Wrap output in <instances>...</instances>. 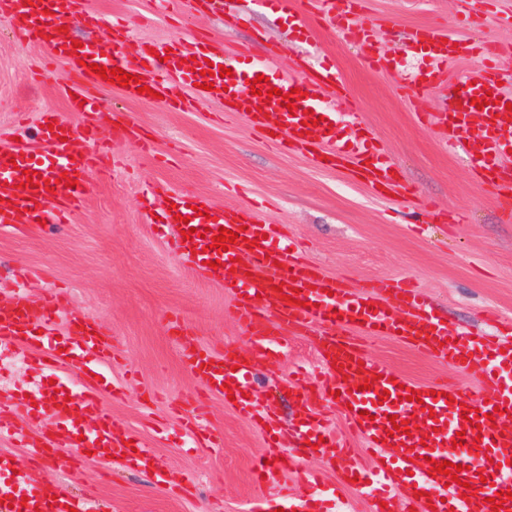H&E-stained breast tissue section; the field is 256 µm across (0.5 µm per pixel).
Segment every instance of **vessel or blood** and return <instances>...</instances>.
Returning <instances> with one entry per match:
<instances>
[{"label":"vessel or blood","instance_id":"b4317fda","mask_svg":"<svg viewBox=\"0 0 512 512\" xmlns=\"http://www.w3.org/2000/svg\"><path fill=\"white\" fill-rule=\"evenodd\" d=\"M283 11L296 16L298 32L310 36L321 23H330L344 37L359 35L355 19L362 8L359 0H279ZM54 0H0V15L10 17L17 40L41 42L49 53L67 61L71 81L61 87L69 111L85 118L80 129H72L61 115L50 112L47 123V150L33 156L16 149L0 152V226L22 229L23 225L43 219L58 223L62 215H74L83 208L87 188L85 174L91 167L108 172L109 162L102 153V137L124 139L133 129L123 117L101 110L97 90L107 82L90 69L91 64L118 67L133 75L125 87L127 98L138 99L139 86L160 90L162 80L175 77L183 83H208L205 98L224 101V112L261 129L270 121L282 126L272 139L282 152L310 154L316 163L336 168L353 167L362 180L379 192L395 193L402 183L395 165L381 151L374 138L353 131L338 137L336 114L320 95L333 89L343 92L345 82L335 66L308 72L305 78H273L264 83L265 91L278 88V95L264 99L253 94L250 81L258 68L249 66V52L219 55L211 50L205 37L194 42V57L186 59L181 46L158 47L156 53H143L137 60L126 59L121 51L127 26L115 24L105 35L115 46L113 53L82 47L74 48L63 30V20L51 8ZM443 30L422 29L413 34L414 42L429 51L431 67L411 74L410 81L419 93L429 91L438 76L437 69L448 59L472 56L477 60L463 77L460 101L438 116V129L446 148L465 151L474 171L491 186L499 199L512 193V167L502 163L503 154L512 151V95L503 92L504 76L488 64L490 44L444 39ZM231 68L227 77L219 74L200 76L198 61ZM304 91L296 100V112H289L284 96L291 89ZM495 96L496 101L476 109L474 99ZM319 125H312V118ZM86 143L79 149L73 136ZM64 166L74 187L58 183L57 166ZM33 171V186H25L26 171ZM172 208L165 213L166 223L175 215L191 218L195 229L189 239L176 240V252L189 264L205 261L233 264L235 270L224 286L232 297L231 311L239 328L251 338L252 356L276 358L283 337L293 331L315 337L320 352L319 365L325 377V396L337 397L348 406L346 420L360 435L374 457L372 467L351 463L343 473L344 484L363 488L371 501V512H498L491 500L498 493H512V482L499 478L500 466L512 462V341L499 335L471 336L466 330H449L441 315L428 306L412 281L377 280L354 286L327 274L324 269L276 244L274 225L258 212L237 208L215 210L205 200H191L179 193L166 197ZM204 210L205 218H195V210ZM238 233L227 249L214 247L213 238L220 228ZM60 295H46L40 322L30 316L26 293L17 292L6 304H0V348H14L23 358L50 370L62 362L75 367L83 378H90L100 362L111 360L112 343L92 323L75 317L63 318ZM65 320L62 339L38 332V324ZM399 336L418 353L436 358L459 374L470 373L475 366L485 368L480 396L461 394L452 380L433 385H418L395 375L379 361L369 360L364 342L378 336ZM183 360L213 396H234V409L245 418L268 429L267 448L252 466V474L264 491L251 512H319L321 504L314 491L321 484L318 473L304 468L302 456L314 454L315 443H325L342 455L350 448L314 413L310 392L297 387L301 404L299 436L301 448L296 455L282 457L279 424L270 415V407L252 391L251 366L243 356L216 357L205 346L184 351ZM370 389H363V381ZM26 412L31 421L42 424L52 420L71 423L81 446L97 456L127 457L148 466L155 456L151 449H132V432L112 418L101 404L97 390L76 389L62 383L46 385L32 397L22 395L0 401V418L15 410ZM418 417L422 428L406 435L393 428V421ZM23 442L28 458L38 465L55 457L57 448L51 437L28 439L15 432ZM449 461L459 465V483L445 474L431 471V461ZM9 455L0 453V512H89L90 494L78 495L64 483L47 481L44 488L26 489V474L12 471ZM472 485V495H464V485Z\"/></svg>","mask_w":512,"mask_h":512}]
</instances>
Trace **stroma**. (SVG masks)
<instances>
[{
	"label": "stroma",
	"mask_w": 512,
	"mask_h": 512,
	"mask_svg": "<svg viewBox=\"0 0 512 512\" xmlns=\"http://www.w3.org/2000/svg\"><path fill=\"white\" fill-rule=\"evenodd\" d=\"M86 8L99 23L70 22L72 38L108 51L105 28L124 21L128 36L121 49L131 59L144 45L187 44L202 32L213 51L244 45L256 61L282 46L275 67L298 78L308 68L336 65L347 93L361 104L355 123L378 139L406 190L380 196L349 171L319 166L299 152H275L265 131L225 121L223 103L212 99L177 111L161 99L100 91L103 111L122 113L138 135L113 141L111 176L88 174L86 206L72 221L51 229L35 224L22 233L0 230V302L23 287L36 311L43 293L57 290L68 312L94 321L114 353L105 379L117 393L103 395L104 407L140 436L168 474L187 471L196 482L167 490L139 470L92 458L82 461L74 491L92 490L104 512H248L257 494L251 469L264 432L222 398L204 396L182 362L184 349L196 345L217 355L246 352L249 338L236 327L223 288L176 253L174 234L161 221L165 198L151 194V187L202 196L217 209L262 203L268 222L287 226L303 255L327 273L355 284L407 278L449 328L485 333L483 316L491 311L503 335L512 334V212L477 183L466 154L445 149L437 129L419 118L451 106L473 61L443 64L421 99L398 79L429 63L409 44L420 26L492 42L501 68L512 72V0L489 7L480 0H365L360 25L372 31L367 43L344 40L330 26L298 41L276 0L259 9L250 0H190L182 19L166 15L160 0H86ZM11 30L10 19L0 16V131L36 152L47 112L68 114L76 126L81 118L68 112L58 93L71 77L67 65L49 60L38 44L14 42ZM372 54L384 61L380 70L369 68ZM418 207L431 218L416 229L406 215ZM459 210L468 223L436 218ZM177 318L184 334L173 332ZM370 356L422 384L449 372L388 336L375 339ZM318 359L315 342L292 335L280 357L254 362L255 391L273 402L290 451L298 440L284 391L296 369L316 371ZM46 380L13 349H0V399ZM191 403L207 410V429L194 442L183 424Z\"/></svg>",
	"instance_id": "35a3bbf8"
}]
</instances>
